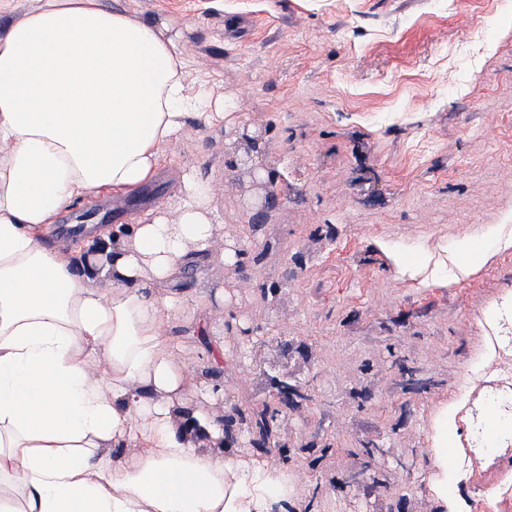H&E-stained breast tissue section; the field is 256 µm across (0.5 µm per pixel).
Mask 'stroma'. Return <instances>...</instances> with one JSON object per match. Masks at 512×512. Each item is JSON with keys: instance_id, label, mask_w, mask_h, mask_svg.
<instances>
[{"instance_id": "obj_1", "label": "stroma", "mask_w": 512, "mask_h": 512, "mask_svg": "<svg viewBox=\"0 0 512 512\" xmlns=\"http://www.w3.org/2000/svg\"><path fill=\"white\" fill-rule=\"evenodd\" d=\"M161 23L192 86L233 102L189 120L157 178L134 195L92 197L50 240L91 213L125 224L169 203L185 172L214 187L217 238L242 261L196 260L180 288L197 321L168 315L181 361L214 343L224 394L216 419L249 415L288 374L307 397L280 412L292 512H460L483 487L512 483L505 446L467 475L444 476L433 437L449 407L448 456L497 383L492 351L512 304V248L445 279L453 247L489 228L512 237V6L504 0H109ZM417 254L399 273L388 247ZM234 318L242 332L210 329ZM379 449L368 460L365 449ZM372 480L350 487L351 477Z\"/></svg>"}]
</instances>
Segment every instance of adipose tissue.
Returning a JSON list of instances; mask_svg holds the SVG:
<instances>
[{
    "instance_id": "ef3b65f1",
    "label": "adipose tissue",
    "mask_w": 512,
    "mask_h": 512,
    "mask_svg": "<svg viewBox=\"0 0 512 512\" xmlns=\"http://www.w3.org/2000/svg\"><path fill=\"white\" fill-rule=\"evenodd\" d=\"M12 12L0 0V512H268L287 469L221 453L208 409L223 346L193 368L168 329L173 283L216 240L209 183L183 175L173 208L44 239L75 200L151 183L223 100L106 0Z\"/></svg>"
}]
</instances>
